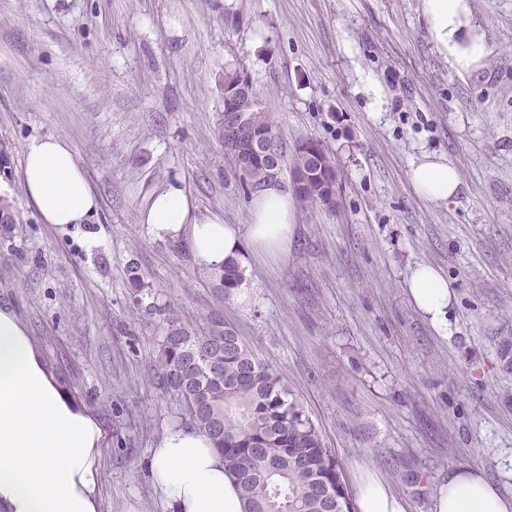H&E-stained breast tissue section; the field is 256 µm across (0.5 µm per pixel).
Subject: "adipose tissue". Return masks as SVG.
I'll list each match as a JSON object with an SVG mask.
<instances>
[{
	"label": "adipose tissue",
	"instance_id": "adipose-tissue-1",
	"mask_svg": "<svg viewBox=\"0 0 512 512\" xmlns=\"http://www.w3.org/2000/svg\"><path fill=\"white\" fill-rule=\"evenodd\" d=\"M431 39L457 74L469 73L486 53L485 33L471 0H421ZM25 190L45 223L83 224L98 198L71 145L55 137L30 141L24 150ZM414 190L434 203L451 200L459 173L444 156L425 154L409 172ZM161 241H182L196 262L213 271L241 260L243 242L270 261L288 254L295 234V204L275 180L253 200L246 227L196 213L178 185L153 193L143 218ZM412 304L433 323H445L453 294L435 268L419 266L406 283ZM106 433L89 409L48 372L28 328L10 305L0 306V512H100L98 467ZM154 483L170 512H244L224 458L209 437L191 428H171L153 449ZM359 512H408L376 472L355 481ZM431 512H512V495L488 481L482 470L449 472L431 499Z\"/></svg>",
	"mask_w": 512,
	"mask_h": 512
}]
</instances>
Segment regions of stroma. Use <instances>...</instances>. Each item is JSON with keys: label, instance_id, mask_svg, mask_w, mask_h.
<instances>
[{"label": "stroma", "instance_id": "1", "mask_svg": "<svg viewBox=\"0 0 512 512\" xmlns=\"http://www.w3.org/2000/svg\"><path fill=\"white\" fill-rule=\"evenodd\" d=\"M472 2L487 55L461 76L420 0H0V142L12 146L0 184L20 218L0 242V303L105 428L101 512H167L151 451L188 425L154 377L161 328L132 304L135 276L186 323L223 305L302 398L345 482L373 469L409 512H431L456 468L512 494L499 466L512 455L499 357L512 336V0ZM234 68L287 147L313 138L334 157L336 200L298 206L287 257L248 256L245 290L224 299L140 216L174 181L199 213L248 224L254 191L218 127ZM369 78L385 93L378 112ZM44 136L71 144L98 196L90 223H44L28 199L24 149ZM431 153L461 178L443 205L409 180ZM421 264L453 288L447 325L406 294Z\"/></svg>", "mask_w": 512, "mask_h": 512}]
</instances>
